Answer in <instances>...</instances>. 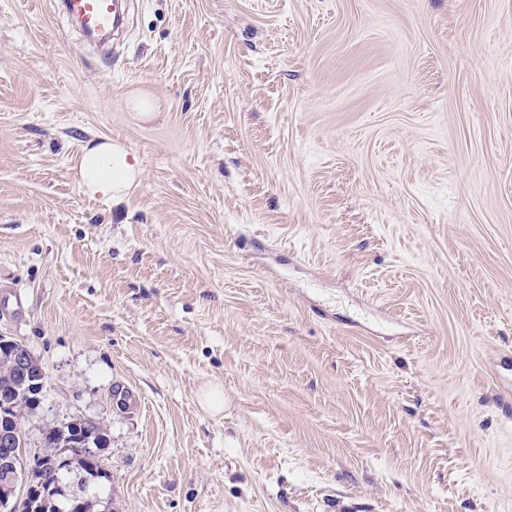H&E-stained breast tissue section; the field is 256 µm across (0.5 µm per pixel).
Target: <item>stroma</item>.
Segmentation results:
<instances>
[{"label":"stroma","instance_id":"stroma-1","mask_svg":"<svg viewBox=\"0 0 512 512\" xmlns=\"http://www.w3.org/2000/svg\"><path fill=\"white\" fill-rule=\"evenodd\" d=\"M130 5L106 57L0 0L24 464L77 417L93 512H512V0ZM103 136L117 205L75 179ZM137 159L112 138L92 140L84 145L76 166L82 190L90 196L121 200L140 181Z\"/></svg>","mask_w":512,"mask_h":512}]
</instances>
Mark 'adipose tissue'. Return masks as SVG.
<instances>
[{
    "label": "adipose tissue",
    "mask_w": 512,
    "mask_h": 512,
    "mask_svg": "<svg viewBox=\"0 0 512 512\" xmlns=\"http://www.w3.org/2000/svg\"><path fill=\"white\" fill-rule=\"evenodd\" d=\"M76 175L86 194L113 201L126 197L139 183L141 168L120 141L104 138L84 145Z\"/></svg>",
    "instance_id": "adipose-tissue-1"
}]
</instances>
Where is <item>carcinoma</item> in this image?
Segmentation results:
<instances>
[{
  "label": "carcinoma",
  "mask_w": 512,
  "mask_h": 512,
  "mask_svg": "<svg viewBox=\"0 0 512 512\" xmlns=\"http://www.w3.org/2000/svg\"><path fill=\"white\" fill-rule=\"evenodd\" d=\"M9 403L13 405L12 411L7 413L0 408V430L8 429L13 433L10 461L20 471L23 448L27 447L21 423L22 412L36 408L38 402L28 399L24 388L19 387L9 397ZM107 442L102 426L84 420H70L43 431L41 447L47 450L66 449L63 466L28 474L29 488L23 491L22 496L13 499V512H91V503L83 497L70 498L64 510L57 507L56 497L64 495L67 474L75 469L83 472V481L88 485L102 477L100 450L107 446Z\"/></svg>",
  "instance_id": "obj_1"
}]
</instances>
